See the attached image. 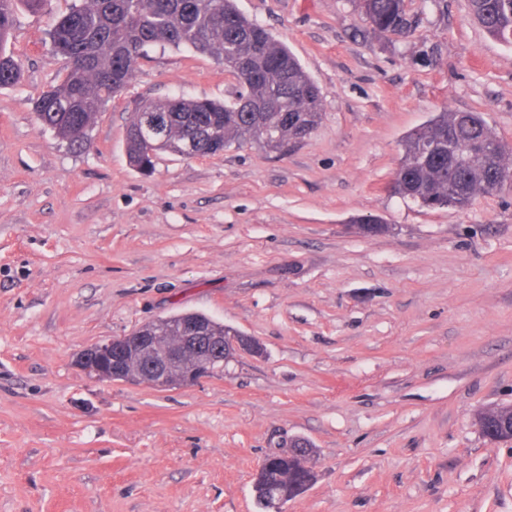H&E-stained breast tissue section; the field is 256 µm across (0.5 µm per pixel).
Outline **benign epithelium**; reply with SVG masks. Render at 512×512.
Instances as JSON below:
<instances>
[{"label":"benign epithelium","instance_id":"obj_1","mask_svg":"<svg viewBox=\"0 0 512 512\" xmlns=\"http://www.w3.org/2000/svg\"><path fill=\"white\" fill-rule=\"evenodd\" d=\"M258 352V345L246 336H207L198 320H180L176 336H156L141 327L136 331L97 343L76 357L88 375L106 381L142 382L138 364L146 365L148 384L165 388L174 382L186 383L215 370V362L225 350Z\"/></svg>","mask_w":512,"mask_h":512}]
</instances>
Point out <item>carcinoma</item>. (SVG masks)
Listing matches in <instances>:
<instances>
[{"instance_id": "1", "label": "carcinoma", "mask_w": 512, "mask_h": 512, "mask_svg": "<svg viewBox=\"0 0 512 512\" xmlns=\"http://www.w3.org/2000/svg\"><path fill=\"white\" fill-rule=\"evenodd\" d=\"M51 0H0V88L16 85L21 66L9 49L21 10L50 12ZM374 33L408 38L416 20L407 0H358ZM473 19L492 37L512 44V0H469ZM49 36L63 60V78L33 102L41 125L72 146L87 144L89 131L108 101L123 91L138 60L153 46L189 48L224 64L242 93L224 103L181 97L135 103L125 148L130 163L153 168L156 153L217 155L233 143L254 141L284 152L307 139L322 120V97L288 48L264 26L245 18L234 0H81L51 19ZM150 118L161 133L142 143L132 129ZM512 149L480 112H440L404 139L393 193L427 207L448 197L464 209L479 195L498 192L511 180ZM481 432L495 441L512 429V406L477 414ZM310 446L269 453L256 474L257 504L296 498L314 481Z\"/></svg>"}]
</instances>
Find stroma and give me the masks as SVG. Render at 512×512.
Segmentation results:
<instances>
[{
  "label": "stroma",
  "instance_id": "stroma-1",
  "mask_svg": "<svg viewBox=\"0 0 512 512\" xmlns=\"http://www.w3.org/2000/svg\"><path fill=\"white\" fill-rule=\"evenodd\" d=\"M284 42L323 120L275 153L254 142L152 173L125 153L136 100L224 101L211 57L153 48L87 150L40 126L62 78L41 13L19 11L20 82L0 89V512H261L253 483L297 438L314 483L282 512H512V183L464 209L388 186L403 140L444 109L512 146V46L468 0L422 8L411 39L352 0H236ZM388 229L366 235L360 219ZM185 311L258 339L184 386L100 381L91 345ZM477 423L483 435L491 441H498L497 438L507 431L512 435V406L484 410L477 414Z\"/></svg>",
  "mask_w": 512,
  "mask_h": 512
}]
</instances>
